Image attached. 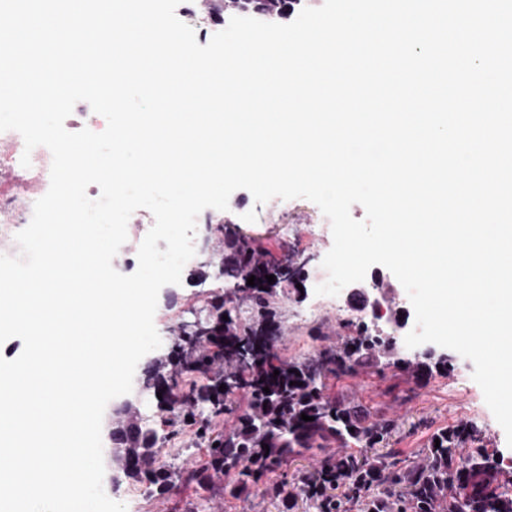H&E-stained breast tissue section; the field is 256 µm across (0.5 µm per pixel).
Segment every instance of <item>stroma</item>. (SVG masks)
Masks as SVG:
<instances>
[{
    "label": "stroma",
    "mask_w": 512,
    "mask_h": 512,
    "mask_svg": "<svg viewBox=\"0 0 512 512\" xmlns=\"http://www.w3.org/2000/svg\"><path fill=\"white\" fill-rule=\"evenodd\" d=\"M213 219L223 222L225 230L252 239L263 256H278L295 248L311 258L303 282L306 298L301 300L293 295L284 305L286 322L278 344L280 355L292 359L319 344L336 345L346 333L340 321L350 317L351 311L347 294H340L331 302L314 293L323 271L322 261L333 244L331 227L324 224L320 208L303 198H274L258 204L249 191L239 189L230 197L228 210L214 211ZM361 286L368 290L370 298L380 299L385 317L377 325L385 335L395 336L400 358L383 361L375 368L359 367L342 376L335 382L338 398L361 405L372 417L394 419L398 429L389 447L396 457L414 462L425 457L434 433L462 422H474L482 432V448L499 464L501 480L512 481V447L508 446L503 428L472 378L473 363L455 351L447 352L438 346L434 352L447 354L448 370L434 372L424 381L412 378L400 361L415 357L416 352L406 347L405 330L394 329L385 321L386 316L396 312H412L405 289L381 265L369 268ZM234 291V281L224 278L218 267L183 269L180 284L158 298L154 324L160 337H167L171 326L193 318L215 297ZM103 489L110 499L123 503L126 512H186L192 505L203 503L208 504L209 512H282L281 499L270 497L258 488L244 500L226 496L210 502L206 501L204 492L180 484L153 498L131 480L116 487L107 479Z\"/></svg>",
    "instance_id": "stroma-1"
}]
</instances>
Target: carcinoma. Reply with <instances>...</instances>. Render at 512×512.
Returning a JSON list of instances; mask_svg holds the SVG:
<instances>
[{
    "instance_id": "cac0c4a2",
    "label": "carcinoma",
    "mask_w": 512,
    "mask_h": 512,
    "mask_svg": "<svg viewBox=\"0 0 512 512\" xmlns=\"http://www.w3.org/2000/svg\"><path fill=\"white\" fill-rule=\"evenodd\" d=\"M215 263L237 282L238 295L213 303L199 328L182 321L172 326V351L144 371V388L162 422L196 428L205 459L190 469L158 462L168 437L140 410L127 407L112 422V445L127 450L118 479L141 483L150 497L176 483L234 498L262 486L276 497L281 489L269 474L336 443L341 451L300 478L315 512H352L355 505L363 512H512V488L499 481L486 451L474 447L481 431L473 423L436 434L425 461L408 463L373 453L389 443L395 420L374 419L331 396L330 379L391 358L395 338L373 335L361 323L356 335L335 347L280 358L285 315L277 288L300 280L305 262L299 251L263 259L250 238L229 232ZM251 276L253 286L247 285ZM303 413L311 420H302ZM223 415L235 421L219 430L212 421Z\"/></svg>"
}]
</instances>
